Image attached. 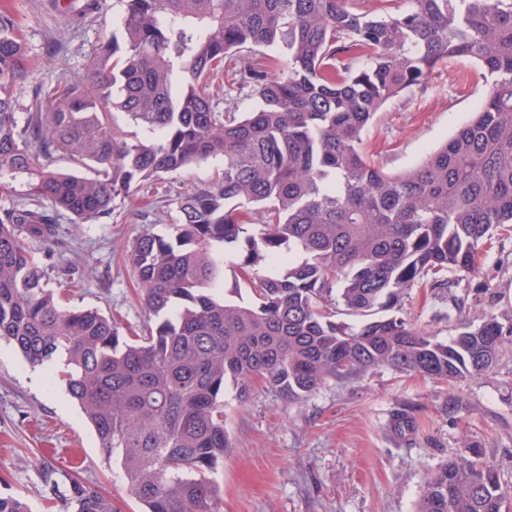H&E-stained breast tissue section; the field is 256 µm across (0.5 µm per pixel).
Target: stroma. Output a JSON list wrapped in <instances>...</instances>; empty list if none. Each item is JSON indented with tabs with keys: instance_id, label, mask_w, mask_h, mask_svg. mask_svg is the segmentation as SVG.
Returning a JSON list of instances; mask_svg holds the SVG:
<instances>
[{
	"instance_id": "1",
	"label": "stroma",
	"mask_w": 512,
	"mask_h": 512,
	"mask_svg": "<svg viewBox=\"0 0 512 512\" xmlns=\"http://www.w3.org/2000/svg\"><path fill=\"white\" fill-rule=\"evenodd\" d=\"M86 0H0L25 37L30 60L45 81L82 72L90 49L118 32L122 0H99L86 17ZM488 84L470 62H444L427 86L392 101L365 129L364 148L375 165L400 171L418 164L473 116ZM147 190L113 203L106 223L74 226L60 216L51 241L30 242L50 277L67 266L87 273L69 305L96 308L123 335L141 333L147 320L135 295L125 254L143 231H168ZM465 302L456 313L440 290L424 284L403 295L395 316L436 340L448 341L461 320L492 314L512 318V232L483 248L473 272L447 274ZM32 366L0 340V493L25 499L29 512H70L64 500L45 508L47 481L79 478L108 495L115 512H140L125 490L119 458L105 460L96 434L65 385H34ZM233 453L216 480L221 512H416L427 479L448 460L481 449L512 488V356L491 370L454 382L370 369L350 383L330 379L299 402L257 383L246 399L225 394ZM409 413L411 430L397 431L394 415Z\"/></svg>"
}]
</instances>
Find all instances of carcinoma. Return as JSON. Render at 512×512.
Instances as JSON below:
<instances>
[{
  "instance_id": "carcinoma-1",
  "label": "carcinoma",
  "mask_w": 512,
  "mask_h": 512,
  "mask_svg": "<svg viewBox=\"0 0 512 512\" xmlns=\"http://www.w3.org/2000/svg\"><path fill=\"white\" fill-rule=\"evenodd\" d=\"M122 2L119 34L49 88L0 11V339L33 366L66 355L60 378L143 512H220L228 382L241 400L261 379L301 401L375 366L456 381L512 353V319L464 323L443 343L377 317L429 274L454 287L445 272L474 269L480 243L512 230V0ZM444 60L491 79L472 119L410 168L371 164L362 131ZM225 67L256 97L251 111L219 108ZM115 112L140 132L117 129ZM58 156L71 171L51 168ZM213 160L209 181L162 195L176 206L170 233L147 230L126 254L149 315L142 335L59 303L20 235L49 241L63 214L109 218L132 189ZM241 240L254 304L220 295L224 246ZM335 289L365 321L334 320ZM65 498L72 512H112L78 479ZM505 507L497 471L472 448L428 479L417 512Z\"/></svg>"
}]
</instances>
